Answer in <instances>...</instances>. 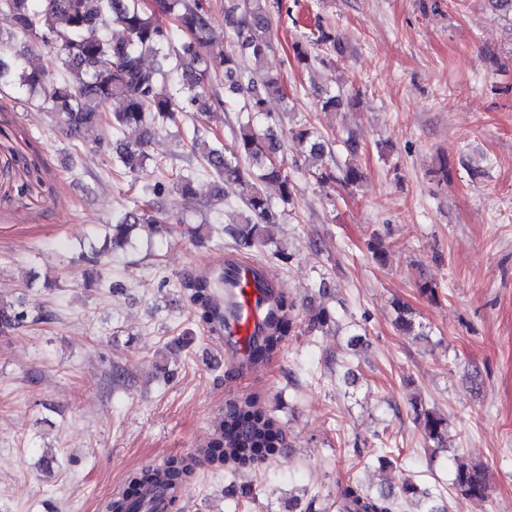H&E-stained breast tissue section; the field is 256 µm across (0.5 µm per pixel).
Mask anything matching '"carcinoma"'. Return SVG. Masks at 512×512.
I'll list each match as a JSON object with an SVG mask.
<instances>
[{"instance_id":"carcinoma-1","label":"carcinoma","mask_w":512,"mask_h":512,"mask_svg":"<svg viewBox=\"0 0 512 512\" xmlns=\"http://www.w3.org/2000/svg\"><path fill=\"white\" fill-rule=\"evenodd\" d=\"M0 0V89L15 87L26 100L37 99L52 124L68 139L100 146L107 129H134L142 137L117 143L112 163L136 177L150 160L148 142L157 131L177 125L179 114L190 108L220 113L224 98L213 87V70L204 50L214 44L207 0ZM280 0H226L224 22L236 51L221 55L224 89L244 100L232 142L224 147L219 131L212 136L194 131L191 149L216 177L213 199L221 203L228 185H248L245 209L235 213L233 238L238 250L249 252L274 243L267 225L276 224L282 212L261 185L274 183L282 205H291L293 181L278 164L285 142L275 126L261 131L258 119L269 118L268 96H284L278 78L265 70L272 50L271 9ZM20 39L32 40L45 58L41 67L30 65L26 54L14 49ZM335 41L326 31L293 44V59L309 66L318 60L314 48ZM253 67L244 71L238 56ZM292 138L313 160L321 184H353L360 178L353 167L332 169L323 163L325 147L311 128L292 132ZM175 193L193 207L195 192L190 176L165 175L143 192L144 200L124 211L108 225L112 243L124 241L137 227L157 230L170 223L162 208L163 197ZM215 282L206 276H187L182 295L194 306L199 322L212 315ZM275 315L254 350L256 360L277 354L295 332L294 302L284 294L274 296ZM395 323L403 331L414 328L412 309L393 301ZM28 311L19 300L0 295V335L24 326ZM424 439L433 444L431 456L448 449V419L436 410L415 408ZM286 447L280 421L257 395L233 397L224 403V416L197 453L210 465L231 475H244L257 463L277 456ZM193 456L172 455L162 464L131 473L125 494L111 499L106 512H152L143 491L160 484L177 488L190 483L196 471ZM455 493L485 500L490 497L488 470L482 464H459L452 480ZM436 500L426 512H448L447 502L415 481L399 488L386 487L376 494L354 478L336 503V512H401L404 506Z\"/></svg>"}]
</instances>
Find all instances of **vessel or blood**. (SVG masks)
I'll return each instance as SVG.
<instances>
[{
  "instance_id": "b4317fda",
  "label": "vessel or blood",
  "mask_w": 512,
  "mask_h": 512,
  "mask_svg": "<svg viewBox=\"0 0 512 512\" xmlns=\"http://www.w3.org/2000/svg\"><path fill=\"white\" fill-rule=\"evenodd\" d=\"M212 270L223 272L228 290L218 301L207 332L221 349V360L234 374L254 372L258 364L251 357V348L259 343L266 322L272 313L269 297L257 282L269 278L266 267L228 251L211 264Z\"/></svg>"
}]
</instances>
